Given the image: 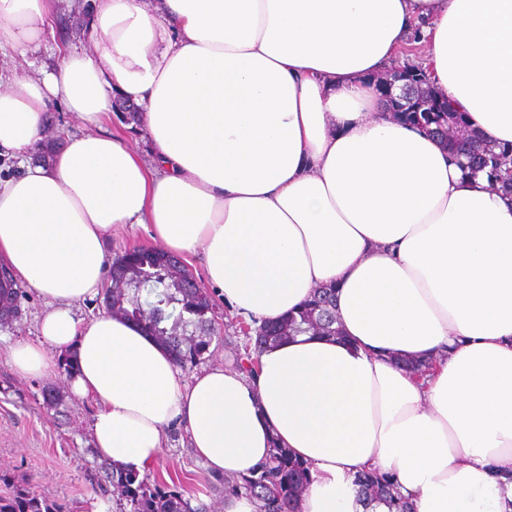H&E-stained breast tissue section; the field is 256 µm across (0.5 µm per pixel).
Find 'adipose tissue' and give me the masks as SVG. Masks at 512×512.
<instances>
[{"label": "adipose tissue", "instance_id": "adipose-tissue-1", "mask_svg": "<svg viewBox=\"0 0 512 512\" xmlns=\"http://www.w3.org/2000/svg\"><path fill=\"white\" fill-rule=\"evenodd\" d=\"M53 0H0V49L39 55ZM428 79L491 143L512 145V0H93L87 37L50 71L0 81V261L37 294L15 373L72 355L94 449L140 474L172 424L212 473L250 475L273 444L310 465L298 512H387L355 478H393L413 512H512V196L465 176L365 78L412 33ZM79 130L45 136L49 104ZM133 103L151 150L104 131ZM201 256L245 319L336 288L342 338L266 347L255 376L184 379L127 321L81 317L120 230ZM433 359L419 382L406 361Z\"/></svg>", "mask_w": 512, "mask_h": 512}]
</instances>
